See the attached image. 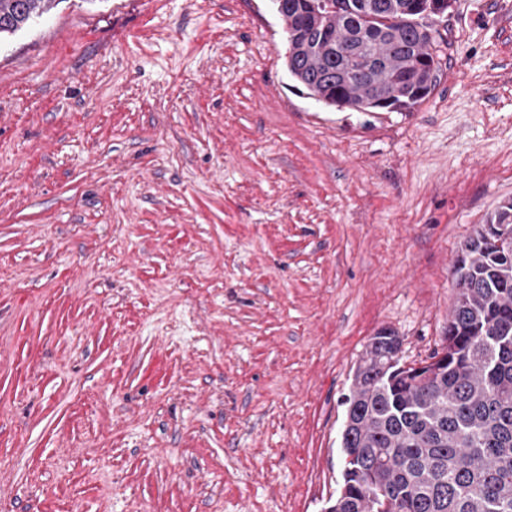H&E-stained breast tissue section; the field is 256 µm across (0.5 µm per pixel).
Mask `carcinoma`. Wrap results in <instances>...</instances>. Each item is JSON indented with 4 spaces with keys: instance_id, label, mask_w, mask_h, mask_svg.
I'll use <instances>...</instances> for the list:
<instances>
[{
    "instance_id": "cac0c4a2",
    "label": "carcinoma",
    "mask_w": 512,
    "mask_h": 512,
    "mask_svg": "<svg viewBox=\"0 0 512 512\" xmlns=\"http://www.w3.org/2000/svg\"><path fill=\"white\" fill-rule=\"evenodd\" d=\"M55 0H0V35ZM288 73L329 106L412 110L437 79L436 0H274ZM503 229L500 242L485 229ZM457 297L432 362L401 363L383 328L353 373L342 484L327 512H512V199L469 237Z\"/></svg>"
}]
</instances>
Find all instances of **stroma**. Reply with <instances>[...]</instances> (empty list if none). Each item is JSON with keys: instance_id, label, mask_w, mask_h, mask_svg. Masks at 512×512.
Returning a JSON list of instances; mask_svg holds the SVG:
<instances>
[{"instance_id": "35a3bbf8", "label": "stroma", "mask_w": 512, "mask_h": 512, "mask_svg": "<svg viewBox=\"0 0 512 512\" xmlns=\"http://www.w3.org/2000/svg\"><path fill=\"white\" fill-rule=\"evenodd\" d=\"M408 112L317 102L273 0H59L0 38V512H325L370 336L445 343L512 197V0Z\"/></svg>"}]
</instances>
